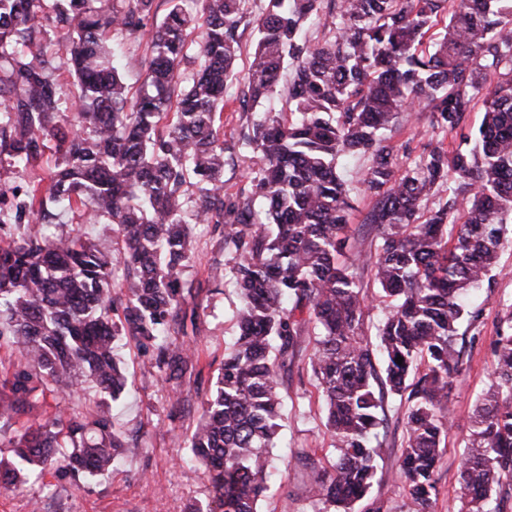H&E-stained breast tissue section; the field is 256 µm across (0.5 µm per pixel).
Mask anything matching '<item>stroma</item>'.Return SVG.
Wrapping results in <instances>:
<instances>
[{
  "label": "stroma",
  "instance_id": "1",
  "mask_svg": "<svg viewBox=\"0 0 512 512\" xmlns=\"http://www.w3.org/2000/svg\"><path fill=\"white\" fill-rule=\"evenodd\" d=\"M432 137L427 115H414L393 134L398 164L404 167L419 160ZM367 168V160L355 156L341 170L352 188L349 231L361 237L360 251L365 255L371 251L373 235L362 220L371 200L358 186ZM193 235L196 251L186 276L194 283L197 307L195 328L187 336L200 354L194 374L179 384L162 382L150 353L132 340H123L118 354L128 386L112 405V420L124 434L137 437L138 447L127 449L111 472L102 476L73 478L52 468L34 474L16 488L0 491V512H32L36 507L41 512H208L211 508L209 474L202 467L192 472L183 468L185 451L179 447L178 438L198 425L201 403L209 396L224 360V346L237 334L232 318L237 296L230 286L208 277L211 264L232 263L212 225H194ZM478 300L483 311L476 328L460 327L455 341L462 351L464 368L453 382L452 428L435 471L438 495L432 512H454L461 451L469 436L468 417L476 396L490 381L498 317L504 305L512 302V244L499 254L492 290L482 291ZM282 397L286 419L281 446L275 451L268 488L258 508L260 512H313L305 495L310 472L291 465L290 459L294 450L303 448L325 467L332 460V449L307 358H300L285 376ZM404 412L398 399L386 400V423L380 430L386 452L378 462L370 497L384 502L388 512H404L406 501L399 479Z\"/></svg>",
  "mask_w": 512,
  "mask_h": 512
}]
</instances>
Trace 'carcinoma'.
<instances>
[{
	"label": "carcinoma",
	"mask_w": 512,
	"mask_h": 512,
	"mask_svg": "<svg viewBox=\"0 0 512 512\" xmlns=\"http://www.w3.org/2000/svg\"><path fill=\"white\" fill-rule=\"evenodd\" d=\"M324 1L322 37L309 38L304 23ZM163 2L145 89L131 97L112 33L138 32L157 0H58L69 41L55 55L40 41L42 0H0V163L35 171L46 150L57 155L47 177L0 188V339L25 360L0 383V425L14 428L0 488L35 467L102 473L133 447L104 399L88 413L62 407L30 420L42 387L65 397L88 381L117 399L126 385L117 337L152 350L166 383L193 372L195 353L178 337L195 324L183 309L194 223L222 231L239 297V336L183 439L208 470L209 512H258L282 428V374L310 333L335 456L323 469L304 452L293 459L311 470L316 512H354L368 496L387 395L406 406L407 512H430L464 365L458 326L481 315L464 296L491 286L512 242V0H267L252 19L257 40L241 81L247 0H198L203 31L192 43L194 17L180 0ZM441 20L440 36H429ZM288 61L281 108L259 113L238 141L257 155L259 176L228 195L225 99L253 109L277 92ZM184 64L196 65L188 77ZM61 66L78 87L70 114L52 78ZM414 103L453 141L429 143L419 163L400 169L386 132ZM478 104L474 136L465 117ZM355 155L369 162L363 223L375 232L368 265L385 304L373 339L363 286L340 261L350 189L339 168ZM67 211L108 220L121 249L21 231L31 218L56 226ZM421 363L425 373L409 381ZM491 377L469 416L459 512H503L497 489L512 486V304L498 320Z\"/></svg>",
	"instance_id": "1"
}]
</instances>
